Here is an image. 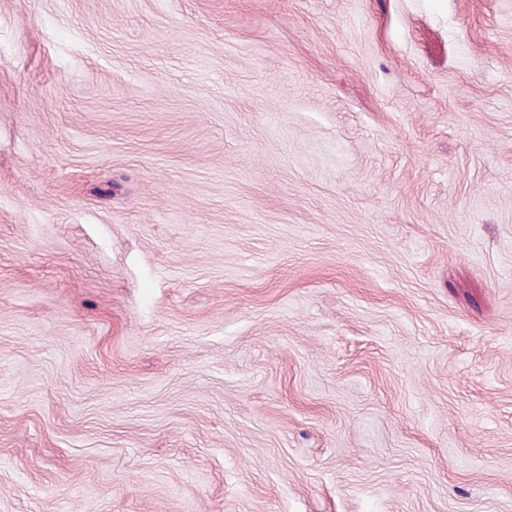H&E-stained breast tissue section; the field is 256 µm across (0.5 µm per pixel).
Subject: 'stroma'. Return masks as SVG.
Listing matches in <instances>:
<instances>
[{"instance_id": "1", "label": "stroma", "mask_w": 512, "mask_h": 512, "mask_svg": "<svg viewBox=\"0 0 512 512\" xmlns=\"http://www.w3.org/2000/svg\"><path fill=\"white\" fill-rule=\"evenodd\" d=\"M0 512H512V0H0Z\"/></svg>"}]
</instances>
